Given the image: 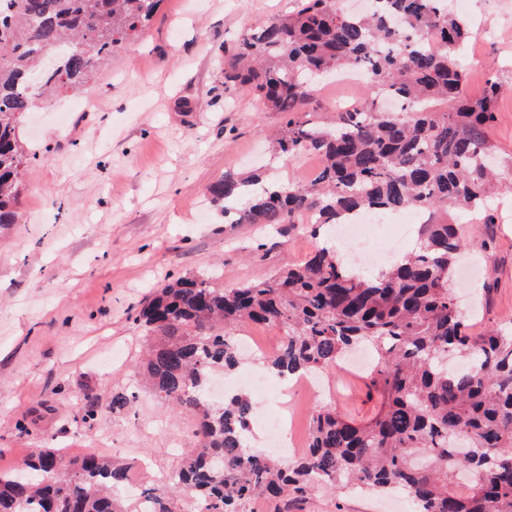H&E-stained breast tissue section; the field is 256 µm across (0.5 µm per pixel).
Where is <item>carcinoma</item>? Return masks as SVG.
<instances>
[{"label":"carcinoma","instance_id":"1","mask_svg":"<svg viewBox=\"0 0 512 512\" xmlns=\"http://www.w3.org/2000/svg\"><path fill=\"white\" fill-rule=\"evenodd\" d=\"M161 2L0 0L9 12L0 17V227L18 221L31 161L21 117L83 86L144 32ZM371 2L370 12L351 15L337 0H295L292 11L218 47L224 93L247 88L284 115L275 153L314 156L320 167L306 182L227 172L208 193L224 216L234 213L233 224L278 229L310 214L314 234L349 211L418 207L428 213L418 247L377 275L322 246L264 281L221 288L217 274H193L155 289L134 316L151 341L144 380L193 417L195 447L143 492L153 512H176L174 498L187 492L209 504L206 512H246L256 498L279 503L315 485L401 492L413 512H512V330L471 333L453 289L466 241L448 222L464 210L493 223L486 131L501 87L491 79L480 97H467L459 53L470 29L448 0ZM355 69L371 91L360 108L334 111L324 124L305 118L315 81ZM382 94L404 111H384ZM244 324L282 329L269 361L279 376L326 370L354 346L371 348L365 385L376 411L358 419L319 408L301 456L251 453L253 400L207 396L214 374L238 367L229 331ZM128 482L127 467L98 452L40 447L23 472L0 471V512H129L114 494Z\"/></svg>","mask_w":512,"mask_h":512}]
</instances>
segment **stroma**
Masks as SVG:
<instances>
[{"instance_id":"1","label":"stroma","mask_w":512,"mask_h":512,"mask_svg":"<svg viewBox=\"0 0 512 512\" xmlns=\"http://www.w3.org/2000/svg\"><path fill=\"white\" fill-rule=\"evenodd\" d=\"M293 0H163L154 20L126 43L82 90L35 108L20 139L34 153L17 224L0 230V470L19 466L31 449H93L129 466L138 488L171 472L194 441L193 420L162 406L138 383L143 343L133 323L153 288L221 268L225 285L261 281L298 265L317 244L308 225L280 236L261 224H228L207 187L225 170L265 166L270 179H307L319 167L307 156L269 158L265 143L282 126L247 91L224 92L216 50L247 29L288 11ZM468 20L484 19L485 39L469 41L462 64L470 96L488 78L502 87L490 139L512 168V0H465ZM488 205L483 224L462 225L478 277L458 282L473 332L512 326V183ZM315 391L282 395L272 379L256 396L257 419L275 412L305 426L330 405L371 416L355 374L321 372ZM132 394L116 411L112 395ZM97 398L83 421L85 394ZM380 498L318 489L290 512H410Z\"/></svg>"}]
</instances>
